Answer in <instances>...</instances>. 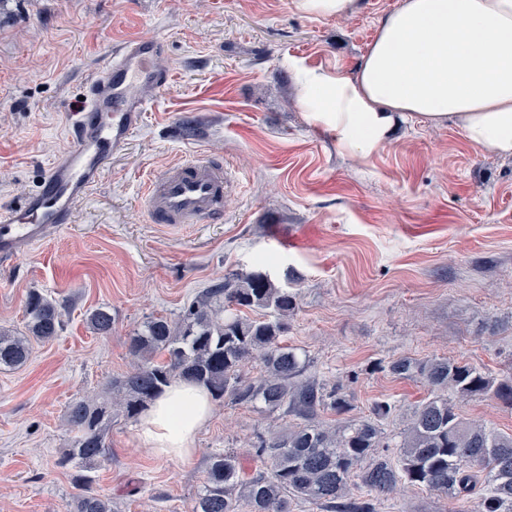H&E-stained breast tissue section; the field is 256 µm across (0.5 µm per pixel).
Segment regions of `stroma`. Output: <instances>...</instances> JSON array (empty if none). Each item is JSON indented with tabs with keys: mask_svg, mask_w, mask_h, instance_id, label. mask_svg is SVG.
Segmentation results:
<instances>
[{
	"mask_svg": "<svg viewBox=\"0 0 512 512\" xmlns=\"http://www.w3.org/2000/svg\"><path fill=\"white\" fill-rule=\"evenodd\" d=\"M398 3L360 0L336 20L301 15L291 0H0V206L37 190L70 144V112L121 40L163 39L171 74L71 223L0 262V327L22 328L30 292L63 305L59 336L0 370V512H64L75 492L58 465L68 403L105 395L130 367L133 329L177 319L232 270L265 265L296 292L287 344L352 401L320 422L338 427L375 403L395 406L382 425L387 458L398 455L403 416L430 395L423 380L393 374V360L445 357L512 377V157L471 146L455 124L414 121L353 159L295 100L299 67L354 69ZM198 157L222 162L233 181L222 221L153 223L149 176ZM99 307L112 313L111 336L87 327ZM459 412L512 433V406L498 400L465 401ZM292 422L213 403L194 454L181 459L139 446L136 421L121 417L94 487L116 512H191L213 455L234 452L253 473L261 462L251 441ZM375 508L449 512L441 494L405 484Z\"/></svg>",
	"mask_w": 512,
	"mask_h": 512,
	"instance_id": "35a3bbf8",
	"label": "stroma"
}]
</instances>
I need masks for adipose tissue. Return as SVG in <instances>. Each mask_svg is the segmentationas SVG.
Masks as SVG:
<instances>
[{
	"instance_id": "obj_1",
	"label": "adipose tissue",
	"mask_w": 512,
	"mask_h": 512,
	"mask_svg": "<svg viewBox=\"0 0 512 512\" xmlns=\"http://www.w3.org/2000/svg\"><path fill=\"white\" fill-rule=\"evenodd\" d=\"M296 101L356 159L409 121L455 123L471 146L512 156V0H400L355 70L300 67ZM211 411L205 389L176 383L143 413L137 441L190 457Z\"/></svg>"
}]
</instances>
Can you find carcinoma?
Returning <instances> with one entry per match:
<instances>
[{
    "label": "carcinoma",
    "mask_w": 512,
    "mask_h": 512,
    "mask_svg": "<svg viewBox=\"0 0 512 512\" xmlns=\"http://www.w3.org/2000/svg\"><path fill=\"white\" fill-rule=\"evenodd\" d=\"M295 308L296 294L265 271H231L178 320L144 322L128 337L132 365L112 380L111 397H79L66 407L71 438L58 464L74 469L78 493L65 512H113L112 499L92 489L91 476L109 458L112 423L118 416L137 419L178 380L205 387L215 401L262 412L283 409L299 419L284 432L258 436L263 468L249 477L234 453L213 456L192 512H294L306 503L328 512H374L373 500L400 482L448 496L460 503L456 512H512V433L464 421L448 399L451 393L460 400L494 397L512 404V379L498 382L446 358L394 360V374L418 377L437 392L406 416L394 465L376 454L386 447L379 421L390 405L378 404L373 417L343 427L317 420L324 411L344 414L352 403L342 387L309 375L306 354L284 343ZM245 310L260 316L250 318ZM86 321L95 334H112L109 310L97 308ZM61 329V304L30 293L24 328H0V369L25 364L33 344L54 340ZM253 360L260 362L255 378L243 373ZM352 482L362 490L354 499L347 497Z\"/></svg>",
    "instance_id": "cac0c4a2"
}]
</instances>
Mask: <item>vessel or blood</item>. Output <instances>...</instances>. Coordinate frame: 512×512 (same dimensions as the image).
<instances>
[{"instance_id": "1", "label": "vessel or blood", "mask_w": 512, "mask_h": 512, "mask_svg": "<svg viewBox=\"0 0 512 512\" xmlns=\"http://www.w3.org/2000/svg\"><path fill=\"white\" fill-rule=\"evenodd\" d=\"M164 50L159 38L137 35L108 55L70 114V146L45 170L38 191L0 208L1 261L69 223L106 164L140 127L150 94L169 86L170 74L158 64ZM224 188L222 164L193 159L153 175L144 203L156 224H211L224 215Z\"/></svg>"}]
</instances>
